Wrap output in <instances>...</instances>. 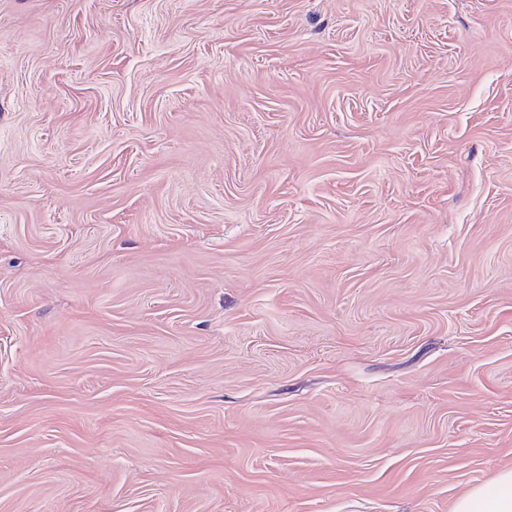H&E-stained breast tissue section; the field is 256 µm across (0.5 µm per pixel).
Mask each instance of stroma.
<instances>
[{
	"mask_svg": "<svg viewBox=\"0 0 512 512\" xmlns=\"http://www.w3.org/2000/svg\"><path fill=\"white\" fill-rule=\"evenodd\" d=\"M508 467L512 0H0V512Z\"/></svg>",
	"mask_w": 512,
	"mask_h": 512,
	"instance_id": "1",
	"label": "stroma"
}]
</instances>
